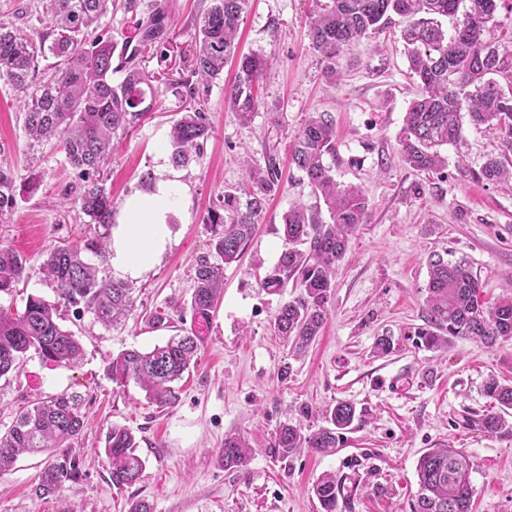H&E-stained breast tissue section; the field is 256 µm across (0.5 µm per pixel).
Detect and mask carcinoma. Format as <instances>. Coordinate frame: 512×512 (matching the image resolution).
Listing matches in <instances>:
<instances>
[{
    "label": "carcinoma",
    "instance_id": "1",
    "mask_svg": "<svg viewBox=\"0 0 512 512\" xmlns=\"http://www.w3.org/2000/svg\"><path fill=\"white\" fill-rule=\"evenodd\" d=\"M48 31L33 35L21 27L0 23V82L22 98L24 130L29 147L55 142L69 166L78 171L71 205L90 218L93 236L77 246L52 249L41 274L56 298L27 296L20 311L0 306V378L19 370L33 350L43 362L74 364L82 356L75 335L58 322L59 308L91 313L104 326H118L134 303L135 288L105 275L112 227L113 204L104 167L115 142L136 127L153 108L157 89L144 68L126 57L123 78L112 82L115 46L110 40L88 41L108 9L136 12L139 0H43ZM247 0H211L195 28L193 76L207 84L220 78L224 67L235 65V81L224 87V106L246 122L258 106L256 85L268 72L261 53L239 52L238 25ZM505 0H317L309 36L314 49L333 59L366 34L386 28L392 16L410 19L403 31L410 70L421 87L405 113L399 135L401 155L419 172L447 168L440 148L461 139L463 122L483 126L503 136L499 157L486 160L477 177L488 182L512 178L505 166L512 152V40L487 38L499 27L498 6ZM455 21L453 33L442 20ZM165 10L154 0L143 25L141 42L153 43L163 33ZM53 62L40 68V62ZM209 134L204 111H187L170 131V161L188 166ZM336 151V129L319 113L307 119L295 139L292 164L312 189L315 202L298 203L282 217L288 247L273 270L259 278L260 288L280 295L293 283L299 294L284 301L270 328L298 356L319 337L334 296L336 265L344 258L350 237L366 223L368 201L357 186L342 187L332 176L326 158ZM246 180L239 193L224 194L223 211L207 214L212 237L209 252L194 264V285L188 307L191 318L208 322L224 293V266L240 260L255 231L266 201L281 189L273 165L262 169L245 160ZM16 178L0 166V213L17 204ZM327 207L330 222L322 218ZM26 272V261L8 247L0 248V293L9 294ZM481 284L464 262L439 254L429 257L425 288V326L417 337L427 349L447 351L455 339L493 345L512 340V300L493 303L480 299ZM202 337L192 330L170 337L148 351L126 349L113 356L106 371L119 388L133 382L157 406L172 408L179 400L174 383L190 371ZM484 393L499 410H489L470 421L488 434L512 431L506 419L512 410V380L491 377ZM356 418V408L338 401L327 411L328 426L304 431L299 422L279 424L272 441L275 454L291 458L301 448L325 452L338 448L344 431ZM88 424L82 397L63 392L38 399L19 412L9 429L0 433V474L11 470L23 453L49 452L53 460L44 469L31 494L53 495L82 475V459L74 451ZM133 431L112 426L105 436L104 453L112 485L130 487L142 475L144 462ZM251 448L245 438H224L221 461L226 469L244 470ZM417 490L410 512H472L474 489L470 464L453 448H430L417 466ZM322 512H342V480L325 473L312 486Z\"/></svg>",
    "mask_w": 512,
    "mask_h": 512
}]
</instances>
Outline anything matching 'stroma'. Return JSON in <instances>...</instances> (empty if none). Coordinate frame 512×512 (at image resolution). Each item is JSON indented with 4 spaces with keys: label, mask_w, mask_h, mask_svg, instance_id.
Listing matches in <instances>:
<instances>
[{
    "label": "stroma",
    "mask_w": 512,
    "mask_h": 512,
    "mask_svg": "<svg viewBox=\"0 0 512 512\" xmlns=\"http://www.w3.org/2000/svg\"><path fill=\"white\" fill-rule=\"evenodd\" d=\"M164 2L169 22L154 43L141 45L138 12L109 13L97 30L117 47L138 45V60L158 88L149 115L114 149L106 187L117 205L146 190L142 176L154 171L157 150L167 149L171 125L198 105L210 134L179 171L188 206L172 219L168 250L134 280L136 301L123 326L112 329L92 314L77 318L61 309L62 326L83 347L81 362L57 367L31 351L19 372L0 379L1 432L30 401L66 391L83 396L89 418L76 446L83 478L58 494L36 497L30 488L46 457L21 456L0 475V512H127L136 498L146 499L152 512H321L311 488L327 472L343 479L345 512H410L420 455L446 446L469 459L473 512H512V433L492 435L467 425L491 408L483 393L488 377L512 378V343L458 339L445 353L414 344L415 331L425 324L429 255L466 261L485 301L512 293V185L474 176L488 157L500 154V135L464 125L461 142L443 150V173L411 169L398 145L405 112L419 92L401 38L406 19L394 17L385 31L329 60L308 38L314 0H248L240 49L263 53L271 69L260 82L256 112L239 121L224 109L234 68L225 67L206 85L191 75L194 28L210 0ZM313 112L331 116L332 174L338 183L363 188L369 217L337 268L335 298L319 338L296 358L270 330L272 315L296 291H262L261 269L252 263L259 259L262 269L272 268L285 248L283 214L293 203L314 201L288 161ZM246 155L262 167L275 162L282 189L268 201L241 261L224 268V298L202 331L197 364L180 383L178 404L157 407L136 385L116 388L106 365L121 350H147L173 336V329L152 328L149 318L189 302L193 264L211 238L204 217L222 208L225 193L238 190ZM0 164L19 179L33 173L39 181L36 191L17 189L15 209L0 214V246L26 260L25 278L12 294L0 296V304L20 308L31 293L53 298L39 273L47 252L81 243L93 227L65 197L78 182L76 171L55 144L29 148L19 98L3 84ZM382 336L392 337L393 350L378 357L374 345ZM339 400L356 408L341 447L323 453L306 448L286 461L275 455L271 439L280 423L299 419L318 429ZM115 425L135 432L145 462L140 481L128 488L113 486L103 453L105 434ZM232 434L251 445L246 470H227L220 462L224 438Z\"/></svg>",
    "instance_id": "stroma-1"
}]
</instances>
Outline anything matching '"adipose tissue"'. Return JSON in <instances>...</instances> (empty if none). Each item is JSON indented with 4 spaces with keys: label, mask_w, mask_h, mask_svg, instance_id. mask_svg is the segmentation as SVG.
Masks as SVG:
<instances>
[{
    "label": "adipose tissue",
    "mask_w": 512,
    "mask_h": 512,
    "mask_svg": "<svg viewBox=\"0 0 512 512\" xmlns=\"http://www.w3.org/2000/svg\"><path fill=\"white\" fill-rule=\"evenodd\" d=\"M187 201L186 188L157 155L153 185L128 196L114 217L108 261L117 276L138 279L152 269L172 242L171 215Z\"/></svg>",
    "instance_id": "ef3b65f1"
}]
</instances>
